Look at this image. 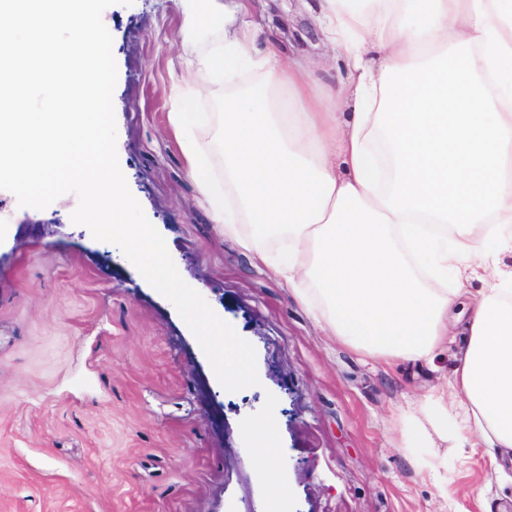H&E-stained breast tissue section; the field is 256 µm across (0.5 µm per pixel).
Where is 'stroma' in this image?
Listing matches in <instances>:
<instances>
[{
  "label": "stroma",
  "mask_w": 512,
  "mask_h": 512,
  "mask_svg": "<svg viewBox=\"0 0 512 512\" xmlns=\"http://www.w3.org/2000/svg\"><path fill=\"white\" fill-rule=\"evenodd\" d=\"M317 0H246L257 44L277 37L322 99L347 80ZM113 38L116 149L132 195L183 280L256 350L259 386L225 391L196 337L114 244L0 189V512H512V455L491 458L449 389L459 342L385 361L334 336L271 269L221 234L170 123L177 92L216 182L225 84L201 62L224 41L191 29L184 0L103 13ZM448 438L426 446L434 405ZM272 416L264 460L241 432ZM279 473V483L265 469Z\"/></svg>",
  "instance_id": "1"
}]
</instances>
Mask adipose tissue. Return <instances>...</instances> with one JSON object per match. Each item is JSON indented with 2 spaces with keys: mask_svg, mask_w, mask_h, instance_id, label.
<instances>
[{
  "mask_svg": "<svg viewBox=\"0 0 512 512\" xmlns=\"http://www.w3.org/2000/svg\"><path fill=\"white\" fill-rule=\"evenodd\" d=\"M349 93L324 107L300 63L274 66L228 32L212 78L255 73L274 95L224 98V185L190 131L171 122L213 220L271 265L337 336L383 356H431L465 273L487 272L452 388L486 448L512 449V0H323ZM286 230V248L266 241Z\"/></svg>",
  "mask_w": 512,
  "mask_h": 512,
  "instance_id": "1",
  "label": "adipose tissue"
}]
</instances>
